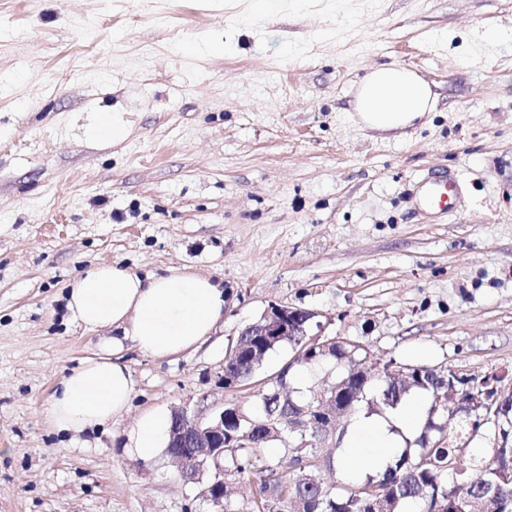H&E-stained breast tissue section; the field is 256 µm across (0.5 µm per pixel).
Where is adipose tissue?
Masks as SVG:
<instances>
[{
  "mask_svg": "<svg viewBox=\"0 0 512 512\" xmlns=\"http://www.w3.org/2000/svg\"><path fill=\"white\" fill-rule=\"evenodd\" d=\"M436 105V94L417 72L390 64L361 78L353 110L365 127L389 131L422 122ZM227 304L224 287L202 273L143 277L113 263L86 270L69 285V317L85 329H111L115 335L103 344L102 355L63 379L48 411L50 426L77 434L120 419L134 394L121 352L169 357L196 349L215 332ZM426 406L424 395L416 393L384 419L355 413L343 440L355 451L354 464L373 473L383 470L405 437L418 430ZM170 419L161 407L142 412L126 434V453L144 462L164 453Z\"/></svg>",
  "mask_w": 512,
  "mask_h": 512,
  "instance_id": "ef3b65f1",
  "label": "adipose tissue"
}]
</instances>
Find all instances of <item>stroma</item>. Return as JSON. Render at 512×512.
I'll list each match as a JSON object with an SVG mask.
<instances>
[{"instance_id": "stroma-1", "label": "stroma", "mask_w": 512, "mask_h": 512, "mask_svg": "<svg viewBox=\"0 0 512 512\" xmlns=\"http://www.w3.org/2000/svg\"><path fill=\"white\" fill-rule=\"evenodd\" d=\"M251 12L0 0V512H210L167 457L128 456L125 432L153 407L251 406L250 386L225 387L224 353L274 305L385 361L512 373V0H276L261 26ZM385 64L437 93L425 125L352 118ZM105 114L121 139L91 136ZM438 170L461 199L433 216L407 189ZM104 262L209 274L229 304L197 350L123 352L130 412L64 435L54 393L104 336L70 321L67 288Z\"/></svg>"}]
</instances>
